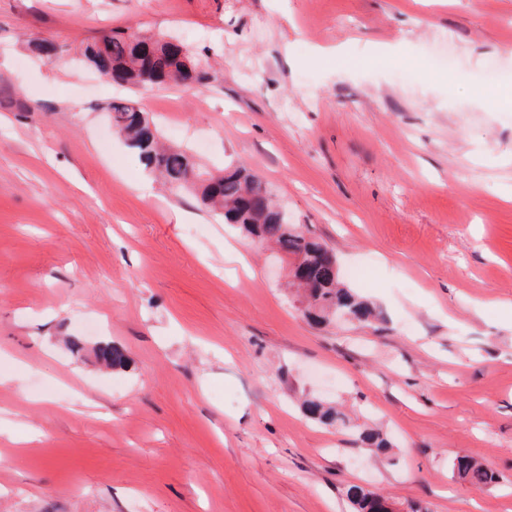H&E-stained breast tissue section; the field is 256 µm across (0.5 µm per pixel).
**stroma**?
<instances>
[{
  "instance_id": "stroma-1",
  "label": "stroma",
  "mask_w": 512,
  "mask_h": 512,
  "mask_svg": "<svg viewBox=\"0 0 512 512\" xmlns=\"http://www.w3.org/2000/svg\"><path fill=\"white\" fill-rule=\"evenodd\" d=\"M117 27L213 80L128 93L74 62ZM507 92L512 0H0V423L40 431L0 442V512H354L353 486L512 512ZM127 93L200 169L258 176L381 322L309 321L287 263L114 134ZM463 454L498 481L458 478ZM303 407L307 416L319 423L331 426L350 424L347 416L342 411L319 399H307L304 401Z\"/></svg>"
}]
</instances>
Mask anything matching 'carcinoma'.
Returning <instances> with one entry per match:
<instances>
[{
  "label": "carcinoma",
  "mask_w": 512,
  "mask_h": 512,
  "mask_svg": "<svg viewBox=\"0 0 512 512\" xmlns=\"http://www.w3.org/2000/svg\"><path fill=\"white\" fill-rule=\"evenodd\" d=\"M84 64L96 71L107 69L121 78L120 85L129 88H152L162 85L189 87L208 84L212 75L199 67L195 55L173 37L158 33L144 35L133 28L113 29L80 46ZM112 126L124 138L145 164L158 174L170 189L191 193L199 205L237 226L251 239L279 248L294 265L301 266L306 278L293 277L289 287L304 293L309 303L308 314L324 320L338 310L350 320L373 325L381 320L380 311L352 292L340 281L322 242L306 235L298 225L280 218L282 207L271 191L244 167H226L217 174L201 171L193 155L185 148H171L159 142L158 129L148 113L134 100L120 98L112 102ZM195 174L190 186H185L188 174ZM99 359L112 369L128 364L125 351L116 346H104ZM307 416L325 425H347V416L319 399L303 403ZM360 439L383 453L388 447L380 433L364 429ZM457 476L474 488L495 481L488 467L469 455H458L453 461ZM348 495L357 512H378L380 496L360 487H352Z\"/></svg>",
  "instance_id": "cac0c4a2"
}]
</instances>
